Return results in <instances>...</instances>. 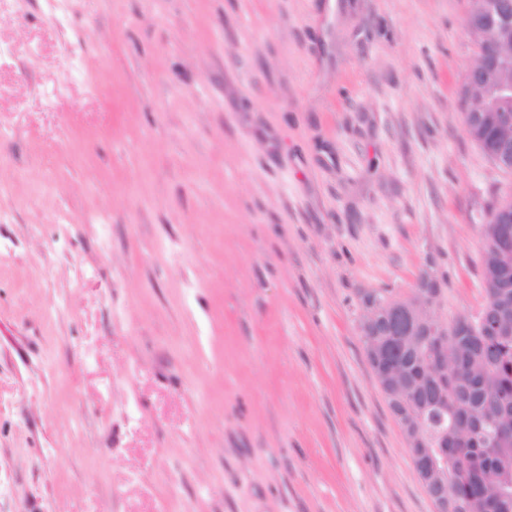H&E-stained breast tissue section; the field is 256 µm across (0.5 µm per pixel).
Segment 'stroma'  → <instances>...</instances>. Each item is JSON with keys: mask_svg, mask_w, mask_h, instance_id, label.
Wrapping results in <instances>:
<instances>
[{"mask_svg": "<svg viewBox=\"0 0 512 512\" xmlns=\"http://www.w3.org/2000/svg\"><path fill=\"white\" fill-rule=\"evenodd\" d=\"M469 0H0V512H435L363 294L484 302Z\"/></svg>", "mask_w": 512, "mask_h": 512, "instance_id": "1", "label": "stroma"}]
</instances>
